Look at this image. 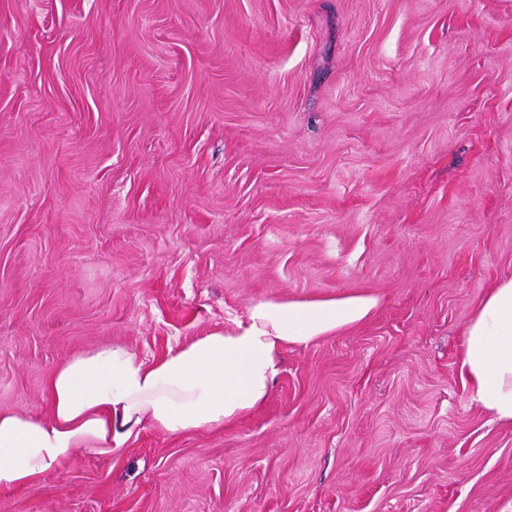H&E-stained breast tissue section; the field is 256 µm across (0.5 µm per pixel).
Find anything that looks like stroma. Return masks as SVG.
I'll list each match as a JSON object with an SVG mask.
<instances>
[{
  "mask_svg": "<svg viewBox=\"0 0 512 512\" xmlns=\"http://www.w3.org/2000/svg\"><path fill=\"white\" fill-rule=\"evenodd\" d=\"M512 276V0H0V409L255 300L371 292L237 425L142 429L0 512H501L463 331Z\"/></svg>",
  "mask_w": 512,
  "mask_h": 512,
  "instance_id": "35a3bbf8",
  "label": "stroma"
}]
</instances>
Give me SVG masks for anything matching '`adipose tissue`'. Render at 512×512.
<instances>
[{"mask_svg": "<svg viewBox=\"0 0 512 512\" xmlns=\"http://www.w3.org/2000/svg\"><path fill=\"white\" fill-rule=\"evenodd\" d=\"M379 303L369 292L262 299L155 359L110 344L63 360L46 381L47 416L0 411V493L82 451L117 452L146 427L177 435L235 425L270 398L288 348L363 323ZM463 336L459 372L472 403L512 426V276L486 290Z\"/></svg>", "mask_w": 512, "mask_h": 512, "instance_id": "1", "label": "adipose tissue"}]
</instances>
